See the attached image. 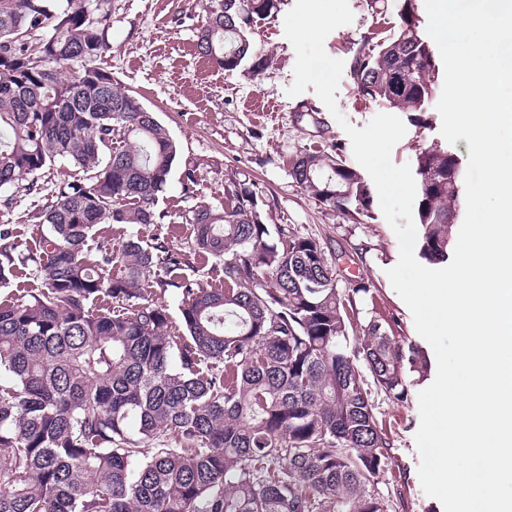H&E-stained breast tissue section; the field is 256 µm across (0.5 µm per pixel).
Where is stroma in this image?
<instances>
[{
    "label": "stroma",
    "instance_id": "1",
    "mask_svg": "<svg viewBox=\"0 0 512 512\" xmlns=\"http://www.w3.org/2000/svg\"><path fill=\"white\" fill-rule=\"evenodd\" d=\"M348 2L352 23L331 32L324 43L329 56L343 61L348 60L351 45L376 27L365 0ZM294 4L295 0H277L270 16L247 29L256 51L270 58L268 69L256 76L245 65L233 72L215 68L199 55L197 34L209 0H112V50L102 65L168 128L178 157L157 205L164 215L160 223L101 225L87 246L95 248L101 237L118 243L136 235L147 243L164 237L171 248L183 249L191 235L189 212L201 205L222 208L225 181L234 176L252 183L267 223L312 235L331 255L342 251L351 256L364 249L366 259L358 274L371 285L376 302L363 304L361 316L375 313L391 320L395 335L434 360L432 347L417 333L410 310L386 275L399 259V243L378 200H371L367 215L352 223L297 187L290 176L291 162L302 150L327 152L335 147L346 164L356 163L349 137L314 91L296 97L286 93L294 79L296 52L285 36L284 17ZM336 98L348 123L358 128L390 110L385 103L360 96L347 75L340 80ZM268 100L279 106L272 118L257 110ZM400 118L406 134L392 150L394 164L414 163L420 150L447 145L435 102L426 103L421 116L404 112ZM450 148L460 159L469 156L466 140H457ZM189 171L194 174L190 180L185 177ZM34 208L30 197L12 209L0 207V224L10 225L29 246L46 230L32 219ZM435 376V370H428L411 386L407 403L384 402L376 413L392 441L394 465L383 481L397 512H443L441 503L422 490L415 443L418 394Z\"/></svg>",
    "mask_w": 512,
    "mask_h": 512
}]
</instances>
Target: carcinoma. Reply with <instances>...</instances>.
<instances>
[{
    "label": "carcinoma",
    "mask_w": 512,
    "mask_h": 512,
    "mask_svg": "<svg viewBox=\"0 0 512 512\" xmlns=\"http://www.w3.org/2000/svg\"><path fill=\"white\" fill-rule=\"evenodd\" d=\"M275 2L211 0L200 53L262 74L268 58L245 30ZM415 2L383 43L351 49L359 95L400 112L421 111L438 78ZM111 13L110 0H0V206L18 189L38 196L47 225L25 253L0 225V283L29 263L40 281L0 301V512H395L376 402H407L428 363L386 319L351 323L347 308L372 288H338L342 255L264 223L235 177L224 208L192 211L186 250L137 235L85 249L101 224L162 220L177 157L166 126L127 111L131 94L97 65ZM34 28L48 35L30 44ZM58 160L86 180L45 191L38 173ZM416 165L419 254L440 263L462 170L438 147ZM290 174L351 220L368 211L369 187L337 153L302 151ZM198 257L223 263L224 287L180 275ZM170 288L183 336L156 299Z\"/></svg>",
    "instance_id": "obj_1"
}]
</instances>
